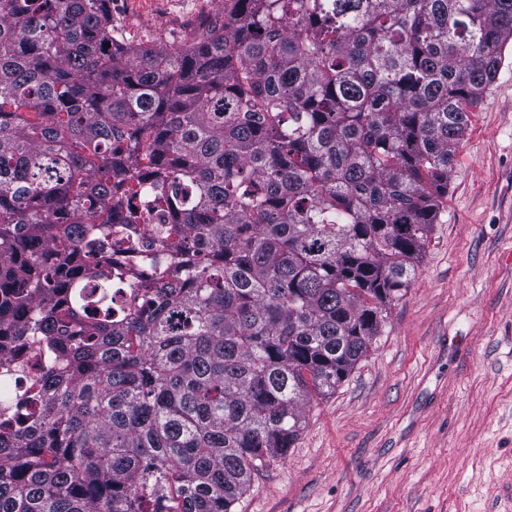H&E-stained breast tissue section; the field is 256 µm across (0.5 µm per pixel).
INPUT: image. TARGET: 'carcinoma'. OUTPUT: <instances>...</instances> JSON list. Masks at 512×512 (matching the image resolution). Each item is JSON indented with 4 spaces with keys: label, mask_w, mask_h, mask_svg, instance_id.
I'll list each match as a JSON object with an SVG mask.
<instances>
[{
    "label": "carcinoma",
    "mask_w": 512,
    "mask_h": 512,
    "mask_svg": "<svg viewBox=\"0 0 512 512\" xmlns=\"http://www.w3.org/2000/svg\"><path fill=\"white\" fill-rule=\"evenodd\" d=\"M509 43L512 0H224L176 48L0 0V337L44 361L0 512H233L405 295Z\"/></svg>",
    "instance_id": "carcinoma-1"
}]
</instances>
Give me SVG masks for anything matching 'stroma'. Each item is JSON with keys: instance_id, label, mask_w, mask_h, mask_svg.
Masks as SVG:
<instances>
[{"instance_id": "1", "label": "stroma", "mask_w": 512, "mask_h": 512, "mask_svg": "<svg viewBox=\"0 0 512 512\" xmlns=\"http://www.w3.org/2000/svg\"><path fill=\"white\" fill-rule=\"evenodd\" d=\"M126 42L170 45L224 0H112ZM234 512H512V51L469 112L406 294Z\"/></svg>"}]
</instances>
